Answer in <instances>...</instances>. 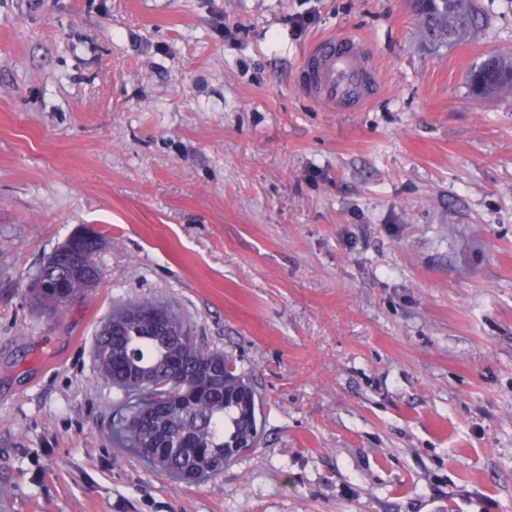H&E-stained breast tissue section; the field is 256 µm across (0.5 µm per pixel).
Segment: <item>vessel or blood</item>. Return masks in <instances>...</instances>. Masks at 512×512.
<instances>
[{"label": "vessel or blood", "mask_w": 512, "mask_h": 512, "mask_svg": "<svg viewBox=\"0 0 512 512\" xmlns=\"http://www.w3.org/2000/svg\"><path fill=\"white\" fill-rule=\"evenodd\" d=\"M302 92L329 110L367 106L381 88V69L371 42L345 33L313 43L301 56Z\"/></svg>", "instance_id": "obj_1"}]
</instances>
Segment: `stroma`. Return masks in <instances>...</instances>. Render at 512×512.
Listing matches in <instances>:
<instances>
[{
	"label": "stroma",
	"instance_id": "obj_1",
	"mask_svg": "<svg viewBox=\"0 0 512 512\" xmlns=\"http://www.w3.org/2000/svg\"><path fill=\"white\" fill-rule=\"evenodd\" d=\"M425 44L410 0H0V512H512V0ZM311 22L294 29L289 16ZM352 30L360 112L297 87ZM101 278L25 289L80 227ZM171 306L262 396V436L184 484L122 447L113 308ZM302 92L328 110H360L381 88V69L371 42L345 33L313 43L301 56ZM469 81L476 95L495 96L504 85L512 82V62L490 56L471 67Z\"/></svg>",
	"mask_w": 512,
	"mask_h": 512
}]
</instances>
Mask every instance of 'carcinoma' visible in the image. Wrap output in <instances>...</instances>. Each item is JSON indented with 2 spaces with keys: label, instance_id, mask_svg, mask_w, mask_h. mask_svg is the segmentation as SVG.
<instances>
[{
  "label": "carcinoma",
  "instance_id": "carcinoma-1",
  "mask_svg": "<svg viewBox=\"0 0 512 512\" xmlns=\"http://www.w3.org/2000/svg\"><path fill=\"white\" fill-rule=\"evenodd\" d=\"M421 28L434 43L463 37L475 25L473 0H414ZM472 91L497 95L512 82V62L488 57L470 69ZM98 234H72L34 275L33 302L53 313L100 278L94 259ZM98 367L127 397L119 423L124 442L142 459L195 483L214 477L257 446L259 405L237 399L254 386L230 353L198 345L175 314L153 299L128 303L110 315L98 333ZM136 372L146 387L129 384Z\"/></svg>",
  "mask_w": 512,
  "mask_h": 512
}]
</instances>
